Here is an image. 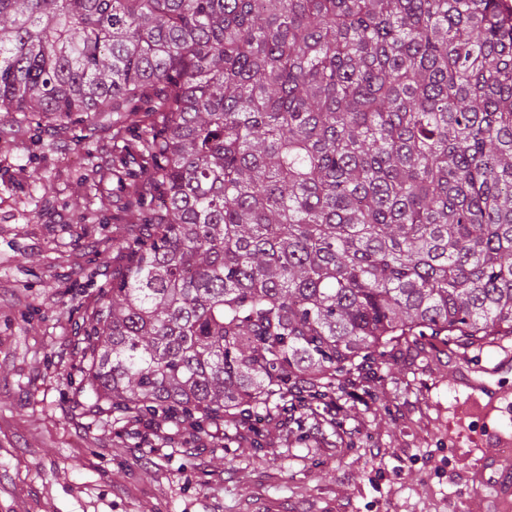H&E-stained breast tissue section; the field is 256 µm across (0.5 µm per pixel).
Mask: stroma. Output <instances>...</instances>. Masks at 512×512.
Here are the masks:
<instances>
[{"label":"stroma","instance_id":"35a3bbf8","mask_svg":"<svg viewBox=\"0 0 512 512\" xmlns=\"http://www.w3.org/2000/svg\"><path fill=\"white\" fill-rule=\"evenodd\" d=\"M0 128V512H512L489 498L512 407L448 413L492 348H398L377 399L350 385L299 423L198 433L87 413L82 316L125 264L113 231L140 218L126 180L84 185L116 153L81 122L0 112Z\"/></svg>","mask_w":512,"mask_h":512}]
</instances>
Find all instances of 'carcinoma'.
Returning a JSON list of instances; mask_svg holds the SVG:
<instances>
[{
	"instance_id": "obj_1",
	"label": "carcinoma",
	"mask_w": 512,
	"mask_h": 512,
	"mask_svg": "<svg viewBox=\"0 0 512 512\" xmlns=\"http://www.w3.org/2000/svg\"><path fill=\"white\" fill-rule=\"evenodd\" d=\"M0 112L115 113L140 168L92 412L231 430L512 336L506 0H0Z\"/></svg>"
}]
</instances>
